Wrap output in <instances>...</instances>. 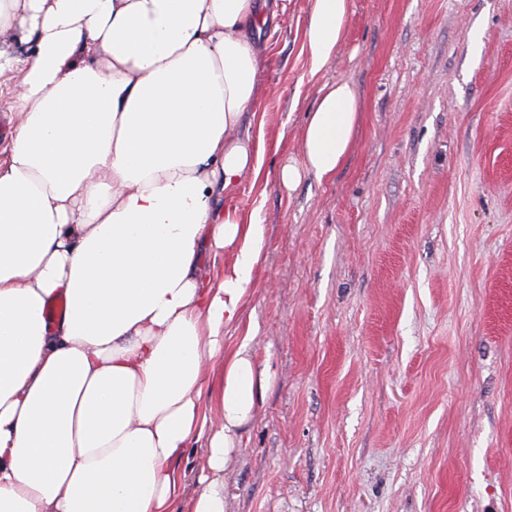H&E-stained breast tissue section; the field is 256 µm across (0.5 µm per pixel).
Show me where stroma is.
I'll list each match as a JSON object with an SVG mask.
<instances>
[{
    "instance_id": "1",
    "label": "stroma",
    "mask_w": 512,
    "mask_h": 512,
    "mask_svg": "<svg viewBox=\"0 0 512 512\" xmlns=\"http://www.w3.org/2000/svg\"><path fill=\"white\" fill-rule=\"evenodd\" d=\"M257 38L264 224L244 325L272 380L224 512H512V0H349L311 77L312 0ZM360 101L327 181L302 161L326 81Z\"/></svg>"
}]
</instances>
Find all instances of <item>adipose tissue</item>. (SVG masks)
<instances>
[{
    "label": "adipose tissue",
    "mask_w": 512,
    "mask_h": 512,
    "mask_svg": "<svg viewBox=\"0 0 512 512\" xmlns=\"http://www.w3.org/2000/svg\"><path fill=\"white\" fill-rule=\"evenodd\" d=\"M349 0H312V73ZM266 0H0V85L18 125L0 150V512H176L174 463L200 442L189 512H224V462L270 381L251 336L228 346L265 260V228L230 198L259 157ZM359 102L324 84L301 165L330 180ZM224 254L223 272L205 254ZM65 300L58 317L49 308ZM214 382L219 424L201 390Z\"/></svg>",
    "instance_id": "1"
}]
</instances>
